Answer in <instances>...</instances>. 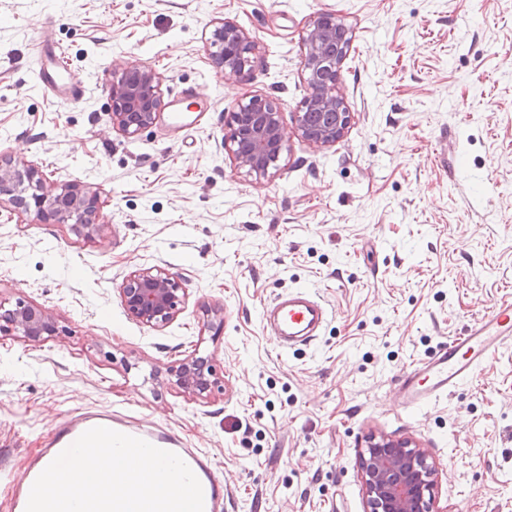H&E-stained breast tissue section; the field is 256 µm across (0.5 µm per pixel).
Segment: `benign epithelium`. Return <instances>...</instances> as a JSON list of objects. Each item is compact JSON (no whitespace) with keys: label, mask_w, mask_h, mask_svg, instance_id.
I'll use <instances>...</instances> for the list:
<instances>
[{"label":"benign epithelium","mask_w":512,"mask_h":512,"mask_svg":"<svg viewBox=\"0 0 512 512\" xmlns=\"http://www.w3.org/2000/svg\"><path fill=\"white\" fill-rule=\"evenodd\" d=\"M212 44L219 46L212 54V63L221 75L234 76L241 82L248 80L249 54L255 51V44L247 32L225 20L213 30ZM349 45L348 29L330 13L317 16L303 32V66L310 89L303 108L330 115L327 122L314 128L309 123V113H299L298 135L310 143L333 144L343 137L350 123V112L339 90L341 66ZM160 111L159 77L142 66L125 68L121 79L112 84V126L133 137L156 123ZM229 126L224 147L236 165L258 180L273 177L270 169L276 167L281 153L288 148V133L277 109L253 98L231 113ZM2 194L15 208L32 212L43 221L69 224L76 234L88 239L102 231V225L91 220L99 210L97 191L69 183L48 187L39 170L24 161L12 169H0ZM119 295L127 313L152 328L172 323L185 302L180 281L157 265L126 274ZM2 330L34 343L58 335L51 311L22 302L8 308L0 301ZM176 376L178 386L196 397L210 393L218 384L211 362L203 356L181 363ZM360 469L368 512H435L432 490L437 470L424 449L409 441L373 440L360 455Z\"/></svg>","instance_id":"obj_1"}]
</instances>
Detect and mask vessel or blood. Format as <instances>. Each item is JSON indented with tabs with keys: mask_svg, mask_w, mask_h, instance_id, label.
Masks as SVG:
<instances>
[{
	"mask_svg": "<svg viewBox=\"0 0 512 512\" xmlns=\"http://www.w3.org/2000/svg\"><path fill=\"white\" fill-rule=\"evenodd\" d=\"M45 62L35 73L37 82L65 102L73 101L69 88L70 72L51 45H44ZM328 319L326 306L307 291L298 290L278 297L266 306L262 320L280 348L307 345L317 339ZM512 347V302L497 305L462 334L437 345L427 358L412 364L397 380L405 407L415 409L453 394L484 362L503 349ZM104 426L144 439L154 446L176 453L191 468L201 483L204 512H223L224 484L214 476L213 459L196 448L186 447L169 432L140 428L109 411H92L67 421L59 429L51 448L33 463L26 475V486H33L46 462L54 460L88 429Z\"/></svg>",
	"mask_w": 512,
	"mask_h": 512,
	"instance_id": "1",
	"label": "vessel or blood"
}]
</instances>
